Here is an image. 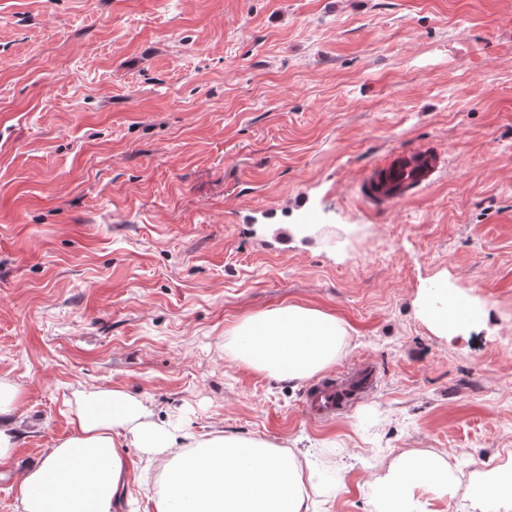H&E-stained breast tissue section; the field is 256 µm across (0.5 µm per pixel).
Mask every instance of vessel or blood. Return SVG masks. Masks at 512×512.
<instances>
[{
  "instance_id": "b4317fda",
  "label": "vessel or blood",
  "mask_w": 512,
  "mask_h": 512,
  "mask_svg": "<svg viewBox=\"0 0 512 512\" xmlns=\"http://www.w3.org/2000/svg\"><path fill=\"white\" fill-rule=\"evenodd\" d=\"M444 165L442 152L418 149L393 157L386 165L372 169L360 182L359 190L371 202H391L400 189L422 191L431 185ZM336 389L335 381L312 386L305 399L306 410L332 417L349 407Z\"/></svg>"
}]
</instances>
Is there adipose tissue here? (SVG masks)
Here are the masks:
<instances>
[{
	"instance_id": "ef3b65f1",
	"label": "adipose tissue",
	"mask_w": 512,
	"mask_h": 512,
	"mask_svg": "<svg viewBox=\"0 0 512 512\" xmlns=\"http://www.w3.org/2000/svg\"><path fill=\"white\" fill-rule=\"evenodd\" d=\"M348 334L336 316L288 305L244 320L234 331L237 359L254 369L302 381L332 366ZM20 388L0 377V461L18 432L11 418ZM143 402L119 389L79 402L73 431L22 479L17 512H115L129 483L121 440L150 457L168 460L151 496L154 512H309V493L326 485L317 469H301L292 449L258 438L217 433L204 440L150 421ZM375 485L386 487L387 512H408L416 487L448 488V471L432 454L400 457Z\"/></svg>"
}]
</instances>
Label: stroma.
<instances>
[{
  "label": "stroma",
  "mask_w": 512,
  "mask_h": 512,
  "mask_svg": "<svg viewBox=\"0 0 512 512\" xmlns=\"http://www.w3.org/2000/svg\"><path fill=\"white\" fill-rule=\"evenodd\" d=\"M414 148L443 174L366 203ZM272 224L287 250L261 248ZM439 291L494 323L436 334ZM288 305L346 323L329 375L375 372L346 413L236 359L234 328ZM0 376L21 390L0 512L112 388L307 453L311 512H375L408 452L450 479L417 512H479L512 457V0H0Z\"/></svg>",
  "instance_id": "1"
}]
</instances>
